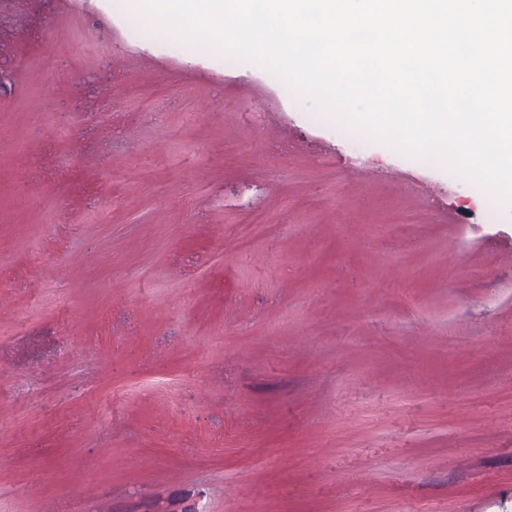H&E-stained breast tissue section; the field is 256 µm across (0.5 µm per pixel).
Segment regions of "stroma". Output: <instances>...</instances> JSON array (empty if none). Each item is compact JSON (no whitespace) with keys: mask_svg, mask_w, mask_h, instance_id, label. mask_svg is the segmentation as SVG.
Wrapping results in <instances>:
<instances>
[{"mask_svg":"<svg viewBox=\"0 0 512 512\" xmlns=\"http://www.w3.org/2000/svg\"><path fill=\"white\" fill-rule=\"evenodd\" d=\"M138 23L0 0V512H512V207Z\"/></svg>","mask_w":512,"mask_h":512,"instance_id":"obj_1","label":"stroma"}]
</instances>
